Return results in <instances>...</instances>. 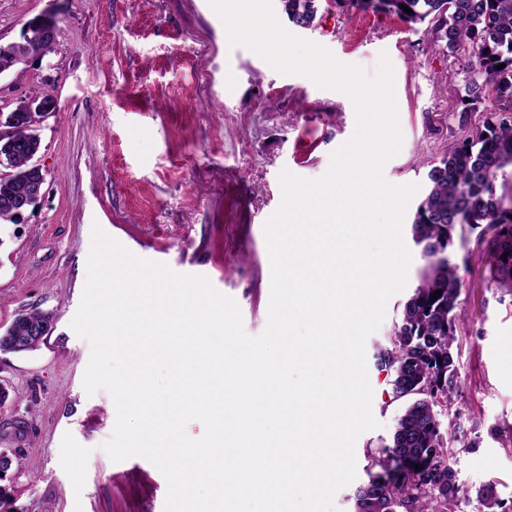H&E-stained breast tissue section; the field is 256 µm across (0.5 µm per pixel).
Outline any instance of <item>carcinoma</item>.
Returning <instances> with one entry per match:
<instances>
[{
    "label": "carcinoma",
    "instance_id": "1",
    "mask_svg": "<svg viewBox=\"0 0 512 512\" xmlns=\"http://www.w3.org/2000/svg\"><path fill=\"white\" fill-rule=\"evenodd\" d=\"M349 12L395 15L411 24H426L425 32L443 42L463 62L466 95L460 100L463 138L428 171V190L410 225L411 238L425 264L400 319L379 348V368L393 371V399L405 402L392 443L368 449V481L353 492L354 512H459L466 500L451 464L452 445L460 442L453 408L458 369L453 353L456 324L453 311L462 287L450 252L466 230L495 225L486 244L489 282L512 292V186L498 182L512 167V0H333ZM314 0H288V8L304 10L300 20L314 24ZM412 13H406L403 7ZM57 27L53 15L27 22L23 42L0 45V72L39 57L47 48L40 37L45 26ZM505 64L502 69L499 64ZM481 124L470 129L469 113L479 105ZM49 96L34 98V111L15 107L0 112L10 129L0 140V221L20 217L15 200L27 184L42 174L32 168L41 140L35 117L55 111ZM507 258H502V254ZM441 290L434 300L430 294ZM52 328L53 315L29 310L17 315L3 335L0 351L17 352L13 336L27 324ZM420 470H415V466ZM498 483L478 492L479 512L501 506Z\"/></svg>",
    "mask_w": 512,
    "mask_h": 512
}]
</instances>
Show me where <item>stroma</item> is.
<instances>
[{
	"instance_id": "stroma-1",
	"label": "stroma",
	"mask_w": 512,
	"mask_h": 512,
	"mask_svg": "<svg viewBox=\"0 0 512 512\" xmlns=\"http://www.w3.org/2000/svg\"><path fill=\"white\" fill-rule=\"evenodd\" d=\"M290 34L374 75L380 55L394 70L403 141L383 176L427 187V172L462 138L455 111L460 63L423 30L371 11H320ZM58 20L56 44L0 76V109L36 95L57 108L39 125L34 161L45 174L36 209L0 222V332L23 311L53 312L54 331L25 354L0 353V448L21 465L0 480V512H165L168 483L140 455L110 459L116 422L107 391L87 395L91 345L71 328L87 279L93 224L138 257L204 276L238 304L252 336L268 324L271 265L264 225L278 209L282 171L322 177L330 155L353 135L344 93L282 74L247 47L230 46L209 0H0V44L22 40L31 18ZM407 284L366 340L377 428L355 444L356 477L336 492L353 512L367 479L368 449L390 444L403 402L376 361L418 284V248ZM462 288L453 311L454 352L467 445L454 468L468 495L498 483L512 506V295L489 284L484 245L467 234L451 256Z\"/></svg>"
}]
</instances>
